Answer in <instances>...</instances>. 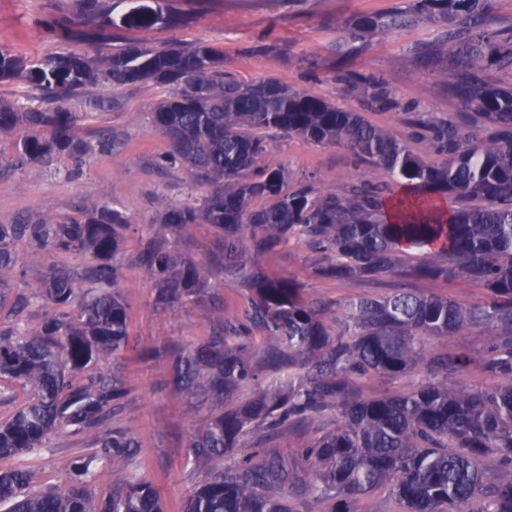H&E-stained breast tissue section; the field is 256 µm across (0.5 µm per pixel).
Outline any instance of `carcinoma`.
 I'll list each match as a JSON object with an SVG mask.
<instances>
[{
	"label": "carcinoma",
	"mask_w": 512,
	"mask_h": 512,
	"mask_svg": "<svg viewBox=\"0 0 512 512\" xmlns=\"http://www.w3.org/2000/svg\"><path fill=\"white\" fill-rule=\"evenodd\" d=\"M83 2L84 29L73 34L68 22L53 19L50 31L102 44L116 25L151 29L187 21L171 9L141 5L117 22L108 0ZM493 3L412 0L407 10L358 16L345 30V38L357 41L421 24L444 29L430 61L453 71L448 93L474 119L410 117L425 128L426 152L445 157L442 164L427 162L359 112L277 81L246 84L224 75V56L209 45L129 44L98 58L70 51L34 62L0 47V82L21 78L43 102L21 109L0 97V139L23 131L8 161L14 169L55 154L79 165L92 148L124 146L114 126L95 128L89 140L82 135L67 104L87 87L172 86L152 110L154 126L170 140L153 165L161 171L180 165L208 190L196 204L157 201L158 221L171 235L141 238L140 269L163 310L198 301L226 274L242 275L254 294L237 318L213 305L206 340L166 349L175 388L193 411H209L190 448L199 460H224L184 512H293L288 489L299 481L314 502L332 503L331 512H359L362 499L379 490L403 512H512V480L500 481L484 467L490 455L512 467V86L487 79L493 67L512 70V36L487 27ZM270 129L341 146L391 181H358L340 194L310 183L292 187L286 170L264 162L263 132ZM79 211V220L31 213L0 224V306L12 301L17 317L40 303L50 308L34 334L0 327V378L34 392L0 424V456L43 448L53 431L66 428L94 435L96 456L71 461L63 491L27 494V473L1 470L0 502L14 500L10 512H163L149 481L129 479L137 443L116 427L124 384L115 372L95 370L127 344L129 306L116 257L130 219L96 200L82 202ZM198 223L222 236L207 262L180 247L183 230ZM296 234L324 254L320 276L463 278L490 300L463 306L400 290L358 299L339 317L330 303L303 300L292 280L272 278L261 267L265 253ZM20 244L79 254L88 265L80 272L54 268L12 296ZM403 245L427 247L443 261L406 265ZM254 327L274 342L267 362L287 367L288 383L240 403L238 391L259 375L248 345ZM469 328L481 331V369L492 380L480 389L451 384L470 366L468 355L451 344L446 353L427 346L430 338L451 339ZM414 372L422 378L406 393L363 399L353 390L359 379ZM329 411L333 425L298 452L304 477L267 450L296 425L320 428ZM97 456L112 462V497L94 510L88 486L99 478Z\"/></svg>",
	"instance_id": "carcinoma-1"
}]
</instances>
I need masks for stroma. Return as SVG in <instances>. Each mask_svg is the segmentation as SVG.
<instances>
[{
  "instance_id": "1",
  "label": "stroma",
  "mask_w": 512,
  "mask_h": 512,
  "mask_svg": "<svg viewBox=\"0 0 512 512\" xmlns=\"http://www.w3.org/2000/svg\"><path fill=\"white\" fill-rule=\"evenodd\" d=\"M169 8L188 14L185 24L148 30L113 28L112 43H143L152 47L206 43L224 54V71L245 83L279 81L312 96L363 113L371 123L398 139L408 141L418 153L423 142L413 137L407 114L419 105L433 116L459 112V102L448 94L441 68L428 61L439 44L441 32L420 25L370 37L363 43L344 44L343 26L364 14H379L408 6L410 0H161ZM82 0H0V47L25 58L74 50V43L49 33L48 17L79 23ZM382 84L389 103L367 104L363 89ZM171 88L165 84L113 87L99 84L71 102L82 130L101 124L121 128L126 145L112 154L88 156L75 167L64 155L53 156L37 167L0 168V224L41 212L57 217H77L78 204L94 199L123 211L131 220L118 256V285L129 305L128 344L114 360L101 363V371L118 370L127 395L118 416L119 425L138 443L129 462L130 471L155 487L164 512H180L185 500L209 475L197 465L189 441L201 429L206 416L192 412L183 396L168 382L166 358L155 357L161 345L185 346L211 335L209 301L168 311L156 309L155 291L136 263L144 230L158 231L155 201L192 204L203 195L182 168L160 171L153 167L156 155L168 148L167 138L154 126L151 112ZM117 97L118 111L98 110L94 101ZM266 163L288 169L293 182H309L336 192L352 181L388 180L383 169L357 162L343 147L316 145L297 137L271 144ZM21 277L14 291H27L53 266L82 268L85 260L75 254H55L20 247ZM323 255L302 238L264 256L262 264L274 277L293 278L304 300H325L342 309L350 300L381 297L398 288L417 294L449 297L470 306L485 301L482 288L453 280H401L389 275L365 281L326 279L315 269ZM94 452L91 438L58 430L44 448L0 457V470L20 469L29 475L27 492L63 488L69 463Z\"/></svg>"
}]
</instances>
